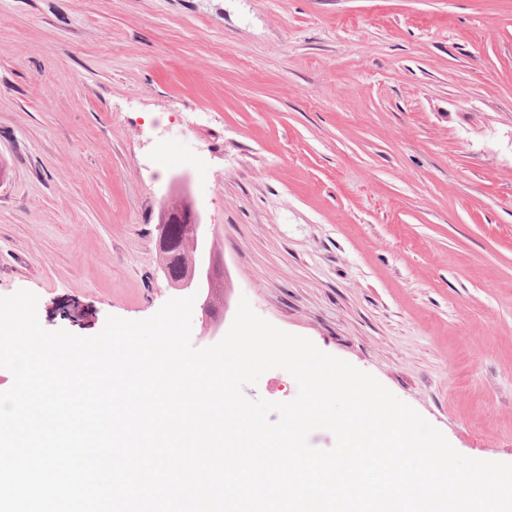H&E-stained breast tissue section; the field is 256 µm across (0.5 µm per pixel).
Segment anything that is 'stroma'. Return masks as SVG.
Segmentation results:
<instances>
[{"instance_id":"1","label":"stroma","mask_w":512,"mask_h":512,"mask_svg":"<svg viewBox=\"0 0 512 512\" xmlns=\"http://www.w3.org/2000/svg\"><path fill=\"white\" fill-rule=\"evenodd\" d=\"M240 299L512 463V0H0V296L142 320L175 173Z\"/></svg>"}]
</instances>
